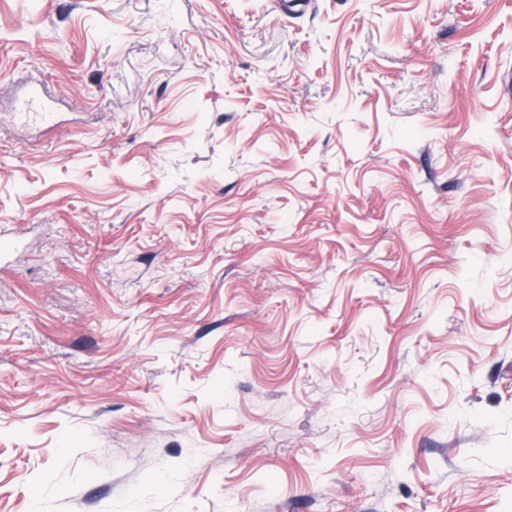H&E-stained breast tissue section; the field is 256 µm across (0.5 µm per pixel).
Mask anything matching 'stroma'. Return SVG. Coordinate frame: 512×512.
I'll return each instance as SVG.
<instances>
[{"mask_svg":"<svg viewBox=\"0 0 512 512\" xmlns=\"http://www.w3.org/2000/svg\"><path fill=\"white\" fill-rule=\"evenodd\" d=\"M509 74L512 0H0V512H512Z\"/></svg>","mask_w":512,"mask_h":512,"instance_id":"obj_1","label":"stroma"}]
</instances>
